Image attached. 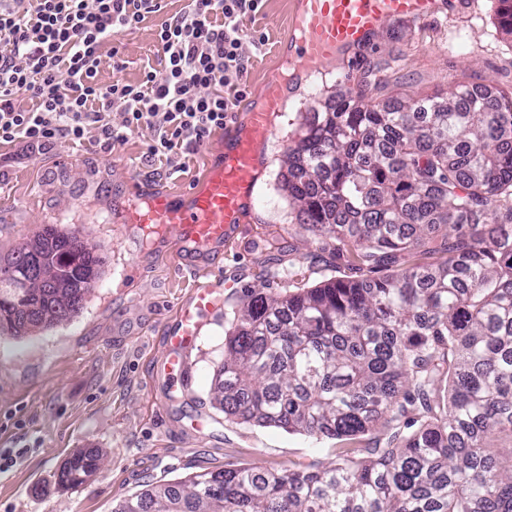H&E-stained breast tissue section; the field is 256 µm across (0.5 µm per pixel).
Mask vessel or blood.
<instances>
[{
	"mask_svg": "<svg viewBox=\"0 0 512 512\" xmlns=\"http://www.w3.org/2000/svg\"><path fill=\"white\" fill-rule=\"evenodd\" d=\"M436 6V0H300L291 28L305 78L318 76L366 44L385 21L421 23L434 15ZM284 105L278 76H269L261 105L250 112L248 127L225 144L221 160L205 176L203 189L184 200L155 194L127 208L124 222L148 233L175 230L184 246L202 248L231 239L259 179L258 135L270 131L274 115ZM223 285V275L215 274L213 282L196 288L190 303L181 309L167 339V368H179L181 352L197 342L203 319L215 304L214 291Z\"/></svg>",
	"mask_w": 512,
	"mask_h": 512,
	"instance_id": "vessel-or-blood-1",
	"label": "vessel or blood"
}]
</instances>
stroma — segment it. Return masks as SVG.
Here are the masks:
<instances>
[{
  "label": "stroma",
  "mask_w": 512,
  "mask_h": 512,
  "mask_svg": "<svg viewBox=\"0 0 512 512\" xmlns=\"http://www.w3.org/2000/svg\"><path fill=\"white\" fill-rule=\"evenodd\" d=\"M188 0H167L164 14L101 48L99 82H139L162 70L156 32ZM296 0H265L243 22L248 61L226 126L178 168L156 170L145 138L127 134L104 150L89 137L48 151L0 146V253L57 224L107 256L105 274L79 316L25 339L0 335V512H112L142 485L214 468L248 465L284 470L334 459L337 441L225 417L211 402L215 366L224 354L230 313L247 292L288 294L330 276L358 277L340 242L314 238L300 226L281 187L285 154L306 112L351 87L363 70L388 63L389 92L444 94L462 85L512 91V36L500 29L497 0H441L426 23L386 22L368 46L329 66L316 82L295 67L291 16ZM262 46H255L256 38ZM121 68H113V58ZM278 73L286 107L264 138L261 176L235 240L193 251L175 232L148 234L120 223L125 207L153 194L202 189L226 141L245 126ZM223 272L222 304L208 316L183 376L165 368L166 337L196 287ZM93 448L101 465L84 485L61 487L57 474L72 455Z\"/></svg>",
  "instance_id": "1"
}]
</instances>
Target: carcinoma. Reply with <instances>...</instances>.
<instances>
[{"label":"carcinoma","mask_w":512,"mask_h":512,"mask_svg":"<svg viewBox=\"0 0 512 512\" xmlns=\"http://www.w3.org/2000/svg\"><path fill=\"white\" fill-rule=\"evenodd\" d=\"M497 2L512 35V0ZM383 88L368 70L306 113L282 175L299 223L376 276L246 295L212 395L245 422L340 440L381 424L388 441L332 466L149 484L113 512H512V93L380 99ZM437 237V263L388 272ZM33 260L41 288L27 287ZM104 266L75 233L43 225L0 255V333L78 315ZM30 300L41 319L13 321ZM96 455L69 458L58 483L84 484Z\"/></svg>","instance_id":"carcinoma-1"}]
</instances>
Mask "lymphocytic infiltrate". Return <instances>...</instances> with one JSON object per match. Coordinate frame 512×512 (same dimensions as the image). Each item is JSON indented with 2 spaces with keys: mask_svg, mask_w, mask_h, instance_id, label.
<instances>
[{
  "mask_svg": "<svg viewBox=\"0 0 512 512\" xmlns=\"http://www.w3.org/2000/svg\"><path fill=\"white\" fill-rule=\"evenodd\" d=\"M263 2L190 0L157 32L163 75L104 85L97 80L103 42L163 13L166 0H0V145L45 149L93 133L111 151L137 131L146 160L176 165L179 151L197 150L223 128L240 98L241 21ZM21 96L35 109L16 108Z\"/></svg>",
  "mask_w": 512,
  "mask_h": 512,
  "instance_id": "lymphocytic-infiltrate-1",
  "label": "lymphocytic infiltrate"
}]
</instances>
